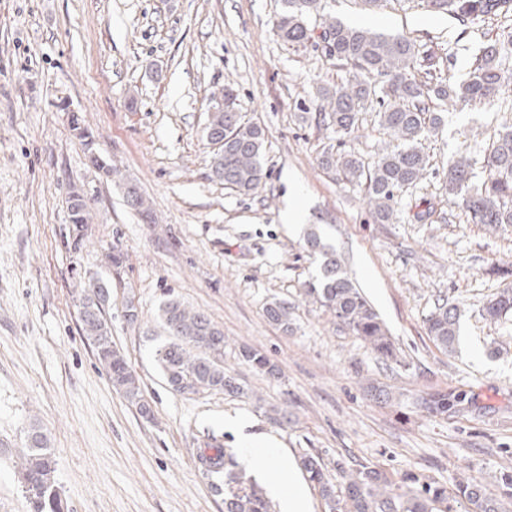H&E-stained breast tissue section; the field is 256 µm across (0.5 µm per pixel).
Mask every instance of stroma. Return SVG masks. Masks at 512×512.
I'll use <instances>...</instances> for the list:
<instances>
[{"instance_id": "35a3bbf8", "label": "stroma", "mask_w": 512, "mask_h": 512, "mask_svg": "<svg viewBox=\"0 0 512 512\" xmlns=\"http://www.w3.org/2000/svg\"><path fill=\"white\" fill-rule=\"evenodd\" d=\"M322 5L346 25L408 37L459 78L468 49L502 32L494 21L461 28L418 0H387L375 12L359 0ZM280 10L281 0H0V512H29L17 452L34 423L50 439L65 512H224L218 478L200 456L211 441L236 452L256 435L275 455H321L334 475L367 464L448 487L470 477L493 490L512 471V321L482 316L512 285V227L447 217L443 182L459 151L482 170L498 131L512 124V90L444 113L423 144L427 178L404 193L395 223H374L362 187L318 164L336 139L297 109L314 83L336 84L344 73L316 48L286 49L272 30ZM228 84L246 120L265 131L269 177L249 196L211 177L203 128ZM64 103L97 152L140 187L154 223L90 166ZM75 190L92 215L80 231L68 211ZM426 200L441 219L414 220ZM290 209L301 223L284 222ZM312 225L386 323L398 360L379 358L303 299L320 266L305 247ZM92 278L109 287L112 340L153 418L113 387L80 331L78 297ZM443 296L462 311L453 354L426 331ZM172 297L223 330L224 366L251 398L168 387L153 330ZM274 300L288 302L291 332L266 319ZM245 346L277 375L243 363ZM374 386L392 399L373 397ZM452 389L471 397L465 413L418 408L421 396ZM273 407L285 423L269 419Z\"/></svg>"}]
</instances>
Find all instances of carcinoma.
Segmentation results:
<instances>
[{
  "label": "carcinoma",
  "mask_w": 512,
  "mask_h": 512,
  "mask_svg": "<svg viewBox=\"0 0 512 512\" xmlns=\"http://www.w3.org/2000/svg\"><path fill=\"white\" fill-rule=\"evenodd\" d=\"M431 13L446 15L462 25L486 20L507 22L497 42L479 49L467 76L458 80L437 68L433 57L419 56L415 43L399 35H386L364 27H351L333 17H320L321 0H283L273 30L287 49L298 51L307 45L322 50L346 76L337 85L316 87L314 121L337 137H348L359 130L361 112L375 108L381 127L392 138L372 162L353 150H327L319 158L322 168L336 173L343 182L363 187L364 202L377 224L396 219L402 194L426 177L430 166L422 142L436 134L443 122L439 107L491 103L512 85V71L504 61L512 57V0H422ZM206 139L224 138V150L213 154L211 166L221 170L218 182L240 195H250L267 180L261 162L265 145L264 130L244 119L238 96L231 86L224 87V109L211 113L205 127ZM486 176L477 178L467 156L456 154L446 163L445 190L448 205L460 210L470 224L493 229L512 226V125L497 134L484 157ZM126 205L142 220L152 221L151 208L140 188L124 184ZM306 246L321 258L320 277L308 282L303 295L327 308L336 322L348 328L384 360L397 358V348L388 329L367 297L350 278L336 251L322 242L316 228L305 236ZM109 297L106 283L93 279L83 289L79 316L83 336L95 348L100 364L112 385L139 412L149 417L151 408L143 404L138 379L131 373L124 356L112 342L106 318ZM512 311V288L503 289L482 307V315L498 321ZM267 320L283 331L292 330L290 306L271 302L265 308ZM458 306L448 299L437 300L426 317V329L433 342L448 353L459 341ZM159 319L166 335L156 350V358L167 385L181 393L216 391L248 395L234 374L214 355L211 340L226 345L224 332L204 312L186 306L177 298L159 308ZM241 361L258 372L273 375L276 366L255 349L239 351ZM469 400L459 390L436 392L423 397L419 408L434 416L461 410ZM207 470L222 475L224 512H271L270 502L258 486L238 467L229 448L214 446L201 458ZM301 466L324 502L325 512H458L468 504L470 512H502V499H512V472L502 475L499 488L492 491L468 479L455 489L421 480L407 473L396 481L387 472L363 465L355 471L328 473L320 456L306 453ZM19 473L28 494L30 512H64L55 489V459L46 433L29 426L19 454Z\"/></svg>",
  "instance_id": "1"
}]
</instances>
